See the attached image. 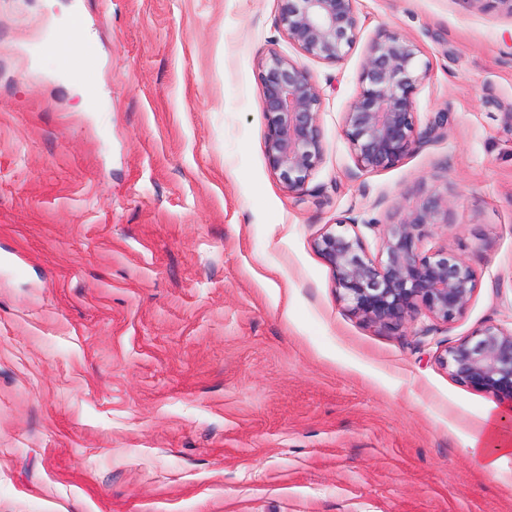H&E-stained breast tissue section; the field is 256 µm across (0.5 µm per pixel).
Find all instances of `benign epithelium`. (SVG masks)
Returning a JSON list of instances; mask_svg holds the SVG:
<instances>
[{"label": "benign epithelium", "instance_id": "obj_1", "mask_svg": "<svg viewBox=\"0 0 512 512\" xmlns=\"http://www.w3.org/2000/svg\"><path fill=\"white\" fill-rule=\"evenodd\" d=\"M357 0H282L280 24L288 41L313 58L340 62L358 27ZM419 48L383 32L370 45L359 92L342 118V133L357 165L378 170L398 163L425 134L417 131L414 95L428 76ZM261 108L267 124L270 169L290 192L304 190L322 161L323 94L309 72L275 51L259 61ZM448 214V201L429 196L397 224H385L378 254H368L359 233L343 219L315 247L329 265L339 299L364 321L398 327L424 311L448 323L468 307L476 272L442 247L425 249L429 227ZM439 363L457 381L486 393L512 424V328L485 323L445 349Z\"/></svg>", "mask_w": 512, "mask_h": 512}]
</instances>
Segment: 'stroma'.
<instances>
[{"label": "stroma", "instance_id": "obj_1", "mask_svg": "<svg viewBox=\"0 0 512 512\" xmlns=\"http://www.w3.org/2000/svg\"><path fill=\"white\" fill-rule=\"evenodd\" d=\"M281 0H0V512H512V458L465 448L491 398L438 357L512 326V12L358 0L340 63ZM79 14L86 87L46 43ZM415 42L425 143L361 169L341 122L381 32ZM323 92L303 193L268 166L258 62ZM448 200L475 270L450 323L340 301L314 242Z\"/></svg>", "mask_w": 512, "mask_h": 512}]
</instances>
